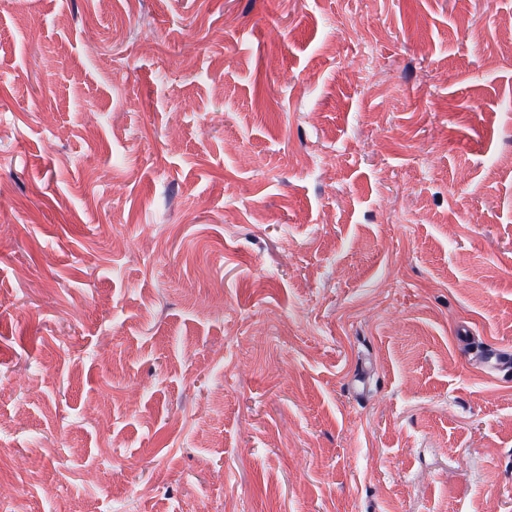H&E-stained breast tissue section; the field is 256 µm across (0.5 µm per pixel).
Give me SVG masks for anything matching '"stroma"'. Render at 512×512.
Masks as SVG:
<instances>
[{
    "label": "stroma",
    "instance_id": "obj_1",
    "mask_svg": "<svg viewBox=\"0 0 512 512\" xmlns=\"http://www.w3.org/2000/svg\"><path fill=\"white\" fill-rule=\"evenodd\" d=\"M1 125L8 512H512V0H0Z\"/></svg>",
    "mask_w": 512,
    "mask_h": 512
}]
</instances>
